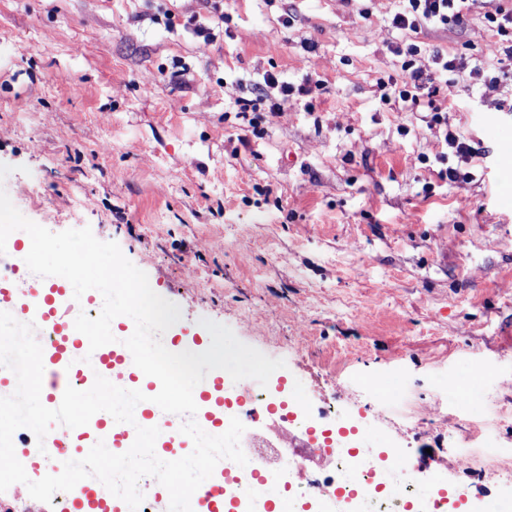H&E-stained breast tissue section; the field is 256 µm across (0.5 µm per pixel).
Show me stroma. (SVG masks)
<instances>
[{
    "label": "stroma",
    "instance_id": "1",
    "mask_svg": "<svg viewBox=\"0 0 512 512\" xmlns=\"http://www.w3.org/2000/svg\"><path fill=\"white\" fill-rule=\"evenodd\" d=\"M401 0H0V189L52 232L116 242L176 303L170 335L208 319L274 359L312 415L352 411L368 377L396 396L369 415L478 508L512 496V171L487 128L512 108V61L474 0L463 33L391 25ZM398 44L420 48L448 124L391 102ZM498 62L444 78L435 52ZM309 104H261L265 73ZM256 101L242 118L238 98ZM474 149L439 177L444 129ZM248 135L241 143L240 135ZM204 247L189 259L193 244ZM482 377L471 382L474 368ZM469 383L449 392V375ZM492 447L467 444L469 403Z\"/></svg>",
    "mask_w": 512,
    "mask_h": 512
}]
</instances>
